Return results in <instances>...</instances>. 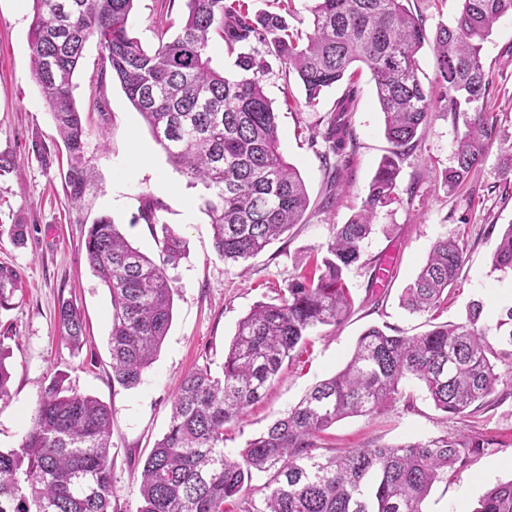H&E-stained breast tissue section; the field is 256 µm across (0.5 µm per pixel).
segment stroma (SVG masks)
I'll return each mask as SVG.
<instances>
[{
  "label": "stroma",
  "mask_w": 512,
  "mask_h": 512,
  "mask_svg": "<svg viewBox=\"0 0 512 512\" xmlns=\"http://www.w3.org/2000/svg\"><path fill=\"white\" fill-rule=\"evenodd\" d=\"M31 6L32 0H0V153L12 154L17 162L14 171L0 175V265L18 268L23 275L9 307L0 308V343L11 353L9 395L0 401V448L18 446L45 386L55 374H67L78 392L111 407L112 484L122 512H137L143 463L167 429L184 375L204 364L221 374L224 348L239 319L256 302L275 299L306 259L326 246L337 225L361 209L390 144L371 75L363 73L351 117L350 184L338 192L333 207L318 209L328 173L312 138L343 88L335 86L316 104H307L297 78L285 76L279 60L258 46L268 64L264 90L277 114L280 149L300 172L311 206L301 224L250 259L247 269L227 266L213 248L210 219L200 207L203 187L169 163L119 82L102 73L103 50L92 39L75 73L73 94L86 113L93 181L83 211L72 210L59 167H45L32 151L36 141L53 152L62 142L32 74ZM482 55L492 82L488 110L494 127L474 176L455 193L441 187L440 175L454 163L463 127L446 113L435 114L402 163V204L380 212L374 233L363 244L361 264L346 274L355 299L353 314L337 328L310 331L299 359L283 365L264 398L241 420L227 425L225 447L243 448L310 387L340 370L367 326L384 324L406 336L428 331L427 317L404 310L399 298L441 238L460 240L466 252L438 322H461L472 302H482L481 322L489 329L488 339L506 356L498 368L506 370L512 363V343L497 327L502 313L512 307V294L506 291L512 273L492 266L499 237L512 223V167L506 163L512 157L511 15L498 22ZM95 90L110 114L103 137L97 114L89 110ZM146 194L161 202L159 219L185 240L186 253L167 269L175 293L173 319L161 350L141 383L125 389L112 382L111 298L89 268L84 238L90 224L106 217L133 247L160 260L161 245L140 217ZM18 221L28 226L23 247L14 246L8 235ZM389 252L395 255V268L386 287H375L379 263ZM63 298L72 299L84 317L90 341L82 350H73L59 330L56 314ZM407 393V399L380 416L337 422L324 434L328 446L340 450L425 441L447 431L482 434L491 442V451L437 483L424 512H472L488 487L512 479V389L500 388L462 421L446 419L417 384H410Z\"/></svg>",
  "instance_id": "stroma-1"
}]
</instances>
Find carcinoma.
<instances>
[{
    "label": "carcinoma",
    "mask_w": 512,
    "mask_h": 512,
    "mask_svg": "<svg viewBox=\"0 0 512 512\" xmlns=\"http://www.w3.org/2000/svg\"><path fill=\"white\" fill-rule=\"evenodd\" d=\"M32 2L33 72L65 148L71 204L82 207L91 178L88 129L72 78L86 42L95 37L105 51L102 72L119 81L170 164L206 190L202 200L214 249L231 267L288 233L310 205L304 180L280 151L276 113L264 91L267 63L247 47L266 46L300 79L309 104L348 80L322 119L320 157L332 176L326 207L344 187L340 172L349 160L356 98L353 66L368 67L391 149L378 164L362 209L336 227L310 273L294 277L277 302H258L238 321L224 349L222 375L206 365L185 375L168 429L144 462L138 512H224L226 500L253 490L257 474L267 476L263 512H423L433 485L486 454L491 442L445 433L425 442L338 452L323 446L322 433L346 417L384 413L412 382L451 419L484 403L498 386L511 388L512 370L498 371V353L480 326L479 301L464 321L440 323L416 336L367 328L343 369L316 383L234 457L224 448V426L264 397L311 329L336 328L348 319L353 298L345 272L360 261L378 213L401 203L402 161L436 108L464 127L455 165L442 172L441 185L454 191L479 165L493 129L483 42L512 14V0H460L453 22L439 26L433 39V90L418 75L425 17L411 10L409 0H312L304 38L291 34L278 13L251 14L246 0H186L177 20L163 3L152 50L129 27L134 0ZM175 27L177 33L169 35ZM216 36L236 54L233 75L213 66ZM160 209L161 202L144 196L141 219L155 226ZM161 232L160 265L106 218L90 225L85 239L88 265L111 296L112 380L126 388L140 384L172 322L174 288L166 266L179 262L185 242L166 224ZM464 250L458 240H437L405 289L402 306L412 314L437 311L464 263ZM492 263L512 270V224L503 230ZM57 317L72 347L87 345L78 306L59 302ZM8 358L0 343V399L8 395ZM66 380L63 373L50 380L18 447L0 450V512H121L112 485V410ZM473 512H512V480L488 488Z\"/></svg>",
    "instance_id": "1"
}]
</instances>
